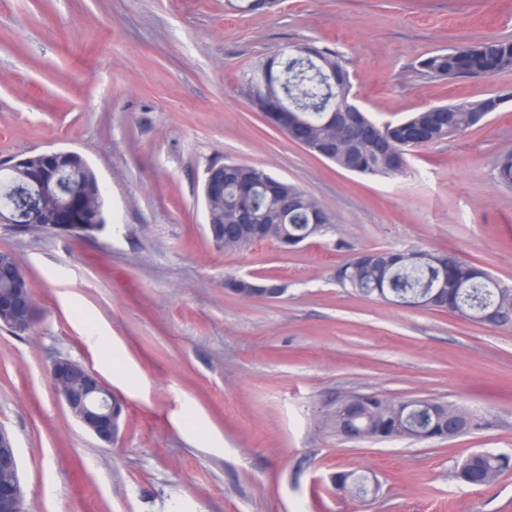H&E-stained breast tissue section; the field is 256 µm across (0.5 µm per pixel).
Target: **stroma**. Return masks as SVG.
<instances>
[{"label":"stroma","mask_w":512,"mask_h":512,"mask_svg":"<svg viewBox=\"0 0 512 512\" xmlns=\"http://www.w3.org/2000/svg\"><path fill=\"white\" fill-rule=\"evenodd\" d=\"M512 39V0H0V161L79 153L107 194L89 237L0 228L25 269L32 328L0 327V425L31 512H512V471L455 476L476 450L512 452V329L357 296L337 267L369 249H445L512 285V71L434 80L418 63L462 42ZM306 40L343 53L382 121L504 95L404 176L365 178L266 124L241 91L257 59ZM215 161L295 183L336 229L293 251L224 252L202 194ZM257 276L278 298L228 292ZM96 327L101 342L87 336ZM66 357L122 403L112 446L71 415L49 375ZM434 398L486 415L452 440L347 441L323 425L339 395ZM378 486L337 493L336 473Z\"/></svg>","instance_id":"obj_1"}]
</instances>
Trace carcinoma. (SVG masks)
I'll return each mask as SVG.
<instances>
[{
	"instance_id": "cac0c4a2",
	"label": "carcinoma",
	"mask_w": 512,
	"mask_h": 512,
	"mask_svg": "<svg viewBox=\"0 0 512 512\" xmlns=\"http://www.w3.org/2000/svg\"><path fill=\"white\" fill-rule=\"evenodd\" d=\"M419 67L430 79L464 78L476 71L493 76L512 70V41L487 40L438 50L419 61ZM241 86L252 108L271 127L281 129L282 113L270 110L268 102L282 99L288 107V124L304 125L312 147L335 148L330 162L346 171L386 178L404 175L410 156L442 140L465 135L502 103L501 96L493 94L432 106L403 120L384 123L359 108L360 121L369 128L372 139L354 141L343 126L329 122L325 112L336 96L351 98L347 60L337 50L310 42L295 46L284 61L276 56L255 61L243 71ZM236 172L237 176L224 183V194L206 204L212 223L224 225L227 232L222 249L241 251L256 242L278 244L285 239L295 246L334 228V217L313 198L302 206L282 207L286 196L306 195L298 185L254 166L238 164ZM45 175L39 153L24 156L0 185V203L15 206L26 218L31 195H38L36 206L43 215L58 208L69 192L78 190L86 202L88 230L76 234L88 235L107 222L99 178L90 164L77 156L63 160L54 177L57 188L49 195L36 187ZM495 179L512 187V152L499 157ZM336 282L361 296H376L418 310L449 312L476 323L483 322L490 305L512 314V287L499 285L483 268L445 250L384 249L380 257L361 251L336 269ZM374 396L356 416L362 440H372L381 431L398 439L425 440L440 437L452 417L464 416L475 425L486 421L485 416L453 403L441 402L424 410L421 399L394 400L378 392ZM511 467L510 456L475 451L462 460L456 478L473 473L479 477L478 485L485 486ZM336 487L359 499L369 492L366 477L355 471L341 473Z\"/></svg>"
}]
</instances>
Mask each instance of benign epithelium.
Wrapping results in <instances>:
<instances>
[{"instance_id":"benign-epithelium-1","label":"benign epithelium","mask_w":512,"mask_h":512,"mask_svg":"<svg viewBox=\"0 0 512 512\" xmlns=\"http://www.w3.org/2000/svg\"><path fill=\"white\" fill-rule=\"evenodd\" d=\"M232 167L222 163L210 164L204 177V198L224 193V176ZM86 219L85 202L81 195H71L51 216V222L64 228L78 227ZM229 291L241 290L253 296L277 298L281 289L275 284L256 281L254 277H237L228 283ZM26 308L36 315L32 290L15 288L0 292V315L13 309ZM57 395L67 408L76 407L81 414L77 421L101 443L112 446L120 418V403L112 390L93 371L80 367L68 358L55 359L49 369ZM0 467L12 473V479L0 483V512H28L19 476V465L13 436L0 426Z\"/></svg>"}]
</instances>
